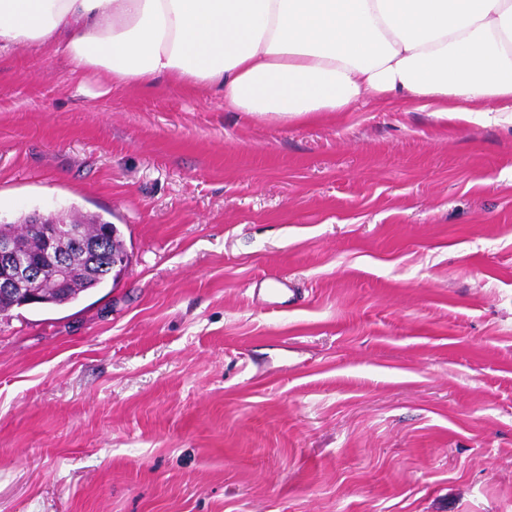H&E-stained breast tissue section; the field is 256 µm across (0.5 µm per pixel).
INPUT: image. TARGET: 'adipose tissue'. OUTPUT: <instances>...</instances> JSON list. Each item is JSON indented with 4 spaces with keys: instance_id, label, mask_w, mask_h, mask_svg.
Returning a JSON list of instances; mask_svg holds the SVG:
<instances>
[{
    "instance_id": "ef3b65f1",
    "label": "adipose tissue",
    "mask_w": 512,
    "mask_h": 512,
    "mask_svg": "<svg viewBox=\"0 0 512 512\" xmlns=\"http://www.w3.org/2000/svg\"><path fill=\"white\" fill-rule=\"evenodd\" d=\"M19 46L262 121L374 95L439 117L488 104L512 124V0H0V57Z\"/></svg>"
}]
</instances>
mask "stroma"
<instances>
[{
  "label": "stroma",
  "mask_w": 512,
  "mask_h": 512,
  "mask_svg": "<svg viewBox=\"0 0 512 512\" xmlns=\"http://www.w3.org/2000/svg\"><path fill=\"white\" fill-rule=\"evenodd\" d=\"M74 210L130 264L0 319V512H512V125L263 122L17 49L0 220Z\"/></svg>",
  "instance_id": "stroma-1"
}]
</instances>
